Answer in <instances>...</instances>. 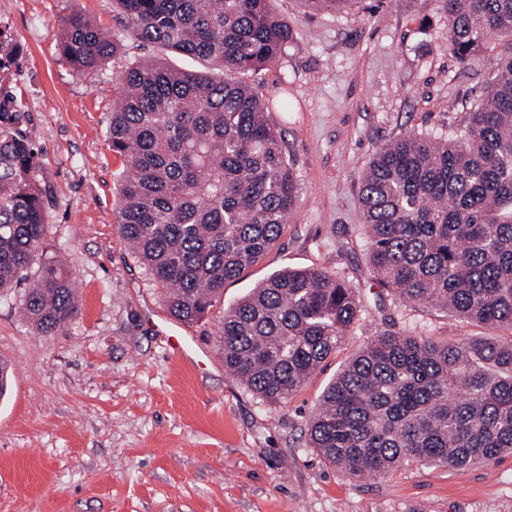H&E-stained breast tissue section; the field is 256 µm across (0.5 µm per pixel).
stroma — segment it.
I'll return each mask as SVG.
<instances>
[{"instance_id": "35a3bbf8", "label": "stroma", "mask_w": 512, "mask_h": 512, "mask_svg": "<svg viewBox=\"0 0 512 512\" xmlns=\"http://www.w3.org/2000/svg\"><path fill=\"white\" fill-rule=\"evenodd\" d=\"M273 5L293 39L252 81L264 98L288 101L269 119L286 143L297 204L277 246L186 326L119 234L126 163L106 137L118 74L157 48L127 37L112 0H0V94L13 97L20 128L42 150L46 254L72 276L80 306L61 333L39 336L19 317L23 288L0 294V358L14 367L0 397V512H512V455L463 473L409 463L357 481L306 437L328 383L381 331L512 338V327L381 292L358 194L360 173L388 141L462 127L512 41L459 60L441 0H351L336 13ZM76 10L121 41L87 75L58 48ZM313 267L356 288L361 319L287 403L261 401L224 370L220 317L272 273ZM176 332L184 362L169 348Z\"/></svg>"}]
</instances>
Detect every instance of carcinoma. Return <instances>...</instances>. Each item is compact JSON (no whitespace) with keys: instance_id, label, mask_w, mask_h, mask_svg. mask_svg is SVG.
<instances>
[{"instance_id":"cac0c4a2","label":"carcinoma","mask_w":512,"mask_h":512,"mask_svg":"<svg viewBox=\"0 0 512 512\" xmlns=\"http://www.w3.org/2000/svg\"><path fill=\"white\" fill-rule=\"evenodd\" d=\"M336 12L351 0H301ZM448 46L462 61L512 39V0H443ZM128 35L161 55L118 77L107 139L128 163L119 185L121 238L163 290L170 316L206 317L224 286L276 246L297 202L281 134L242 76L277 61L292 38L272 0H112ZM59 43L78 74L119 51L79 11ZM206 63L204 73L167 55ZM0 98V291L28 279L22 316L39 336L78 314L70 274L46 258L48 219L36 182L42 152ZM367 258L399 300L487 327L512 326V58L493 73L460 136H399L359 176ZM360 299L326 267L283 270L218 326L224 370L259 399L285 403L350 336ZM309 447L350 478L381 479L414 462L464 472L512 454V339L450 343L385 330L324 390Z\"/></svg>"}]
</instances>
